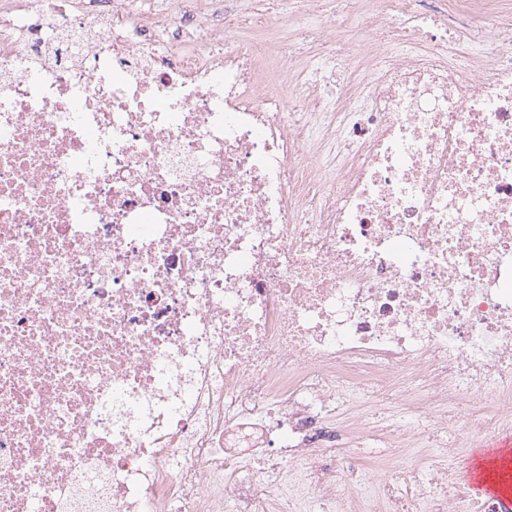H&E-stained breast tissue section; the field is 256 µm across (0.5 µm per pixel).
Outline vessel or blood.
<instances>
[{"mask_svg": "<svg viewBox=\"0 0 512 512\" xmlns=\"http://www.w3.org/2000/svg\"><path fill=\"white\" fill-rule=\"evenodd\" d=\"M463 481L475 495L500 500L512 512V438L475 449Z\"/></svg>", "mask_w": 512, "mask_h": 512, "instance_id": "obj_1", "label": "vessel or blood"}]
</instances>
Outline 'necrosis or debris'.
<instances>
[{
    "label": "necrosis or debris",
    "mask_w": 512,
    "mask_h": 512,
    "mask_svg": "<svg viewBox=\"0 0 512 512\" xmlns=\"http://www.w3.org/2000/svg\"><path fill=\"white\" fill-rule=\"evenodd\" d=\"M199 2L0 0V512H501L512 0ZM475 441V439L464 440L458 448H444L440 462L447 469L448 479L461 482L463 485L465 483L479 497L500 500L503 510L512 512L510 487L512 438H498L495 442L476 448L473 452ZM468 462L463 483L461 473Z\"/></svg>",
    "instance_id": "1"
}]
</instances>
